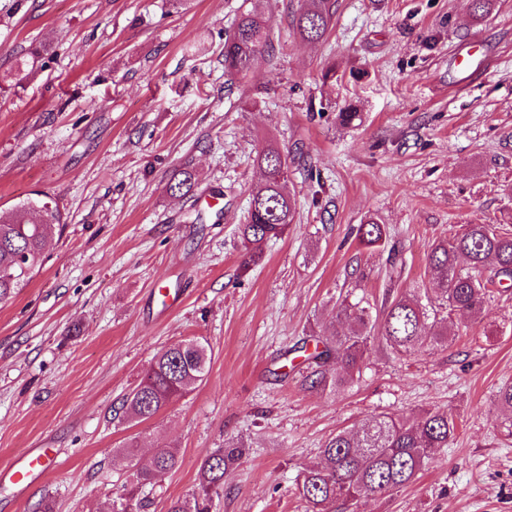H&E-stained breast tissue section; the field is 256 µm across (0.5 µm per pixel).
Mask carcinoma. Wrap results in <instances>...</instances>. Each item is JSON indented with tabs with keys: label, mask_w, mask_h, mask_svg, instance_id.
<instances>
[{
	"label": "carcinoma",
	"mask_w": 512,
	"mask_h": 512,
	"mask_svg": "<svg viewBox=\"0 0 512 512\" xmlns=\"http://www.w3.org/2000/svg\"><path fill=\"white\" fill-rule=\"evenodd\" d=\"M336 14V0H304L292 18V28L302 42L324 38ZM272 48L269 20L256 10H246L234 20L224 38V73L245 74L253 59ZM262 180L252 192L246 223L240 235L246 255L254 262L262 245L288 234L295 218V202L286 191L287 159L269 144L258 153ZM196 185L187 167L176 172L167 191L189 194ZM64 223L57 206L29 199L8 217L0 216V301L11 298L40 266L50 229ZM360 243L377 247L386 239L385 226L369 221L358 228ZM433 288L419 296L400 293L386 298L380 326L372 323V306L364 298H344L337 316L349 323L344 332L316 336V364L307 376L309 388L339 391L360 376L365 355L378 331L396 356L424 347H446L453 341L447 319L472 325L491 298L490 285L512 281V234L491 224H468L451 239L434 243L427 256ZM207 348L188 341L158 351L139 384L123 401L122 408L138 422L154 419L188 388L203 381L209 370ZM456 431L449 410L426 413L410 423L394 413L364 420L350 430L336 433L321 449L320 461L299 477L297 489L309 512H334L336 502L358 503L385 495L415 479L437 452L448 447ZM123 453L133 469V482L113 501L112 512H140L138 492L173 469L172 451L139 458L133 449ZM244 446L227 442L200 464L196 482L182 498L170 501L167 512H211L213 499L224 493L226 469L242 459Z\"/></svg>",
	"instance_id": "cac0c4a2"
}]
</instances>
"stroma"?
Returning <instances> with one entry per match:
<instances>
[{
    "instance_id": "35a3bbf8",
    "label": "stroma",
    "mask_w": 512,
    "mask_h": 512,
    "mask_svg": "<svg viewBox=\"0 0 512 512\" xmlns=\"http://www.w3.org/2000/svg\"><path fill=\"white\" fill-rule=\"evenodd\" d=\"M245 0H0V212L34 197L65 224L22 288L0 301V467L54 455L5 512H110L130 480L120 450L174 448L144 491L167 512L202 460L245 445L213 512H306L296 479L330 437L393 412L447 409L456 436L416 479L356 512H512V433L494 402L512 382V293L447 347L396 358L374 343L362 377L313 390L282 356L343 330L346 293L381 315L387 290L424 293L434 242L466 224L512 233V0H337L326 38L296 39L299 0H260L272 51L224 76V33ZM491 57L461 80V48ZM336 76L324 82L327 67ZM360 114L341 125V107ZM276 145L295 221L243 267L239 226ZM192 168L190 194L172 195ZM221 194L222 210L202 203ZM384 245H360L368 219ZM399 253L398 277L387 257ZM180 306L152 311V298ZM211 350L206 379L146 423L115 417L162 348Z\"/></svg>"
}]
</instances>
